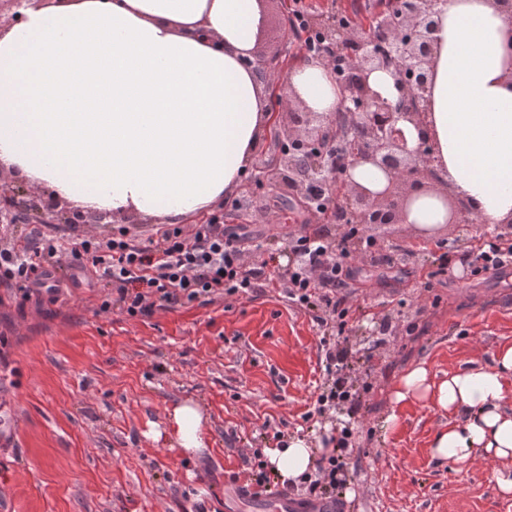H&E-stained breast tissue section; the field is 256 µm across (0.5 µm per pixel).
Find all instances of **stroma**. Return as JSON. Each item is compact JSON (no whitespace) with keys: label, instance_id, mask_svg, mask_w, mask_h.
<instances>
[{"label":"stroma","instance_id":"35a3bbf8","mask_svg":"<svg viewBox=\"0 0 512 512\" xmlns=\"http://www.w3.org/2000/svg\"><path fill=\"white\" fill-rule=\"evenodd\" d=\"M294 0H269L257 42L283 67L303 37L288 17ZM268 145L235 194L213 207L228 231L257 239L247 266L297 262L290 240L335 233L301 203L283 209L263 179ZM278 212L263 223L261 209ZM146 240L158 229L130 214L113 224H73L72 240L111 237L114 228ZM485 224H450L436 238L409 225L362 229L375 245L352 260L351 321L344 333L318 311L289 303L284 283L240 297L170 305L131 317L101 311L111 290L75 273L58 302H19L0 285V512H256L245 489L263 451L288 436L350 433L338 473L346 512H512L496 484L497 464H451L433 457L435 431L451 415L416 401L393 404L391 389L418 364L433 378L489 365L512 345V272L438 269L436 242L453 253L491 240ZM409 256L384 264L388 245ZM333 337L358 364L348 401L319 404L332 386L321 340ZM200 402L206 448L193 456L154 432L167 430L174 403ZM397 412L395 431L380 425Z\"/></svg>","mask_w":512,"mask_h":512}]
</instances>
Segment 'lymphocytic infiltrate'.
I'll return each instance as SVG.
<instances>
[{
  "instance_id": "f902f5d3",
  "label": "lymphocytic infiltrate",
  "mask_w": 512,
  "mask_h": 512,
  "mask_svg": "<svg viewBox=\"0 0 512 512\" xmlns=\"http://www.w3.org/2000/svg\"><path fill=\"white\" fill-rule=\"evenodd\" d=\"M357 235V228L349 229L335 258L320 239L301 235L292 240L300 262L288 274L289 301L322 309L340 329L350 311V269L343 260L350 257L348 242ZM65 252L81 272L106 280L115 303L132 317L149 313L158 301L177 304L249 294L269 280L264 268L246 266L242 239L228 233L214 216L189 231L164 225L148 241L121 230L108 239L89 236L68 246L57 235L42 234L21 248L0 249V284L30 300L42 292L40 269L54 266L56 257Z\"/></svg>"
}]
</instances>
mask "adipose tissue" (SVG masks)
<instances>
[{
    "mask_svg": "<svg viewBox=\"0 0 512 512\" xmlns=\"http://www.w3.org/2000/svg\"><path fill=\"white\" fill-rule=\"evenodd\" d=\"M259 0H50L0 29V164L75 205L178 224L224 201L252 164L270 117V87L247 65ZM512 20L492 0H447L428 112L451 190L483 223L512 216V80L504 36ZM314 112L336 109L332 71L304 58L288 73ZM512 346L493 365L433 382L425 366L392 389L452 414L434 457L512 460ZM171 447L205 446L199 404L169 414ZM332 442L294 436L264 449L281 485H297Z\"/></svg>",
    "mask_w": 512,
    "mask_h": 512,
    "instance_id": "adipose-tissue-1",
    "label": "adipose tissue"
}]
</instances>
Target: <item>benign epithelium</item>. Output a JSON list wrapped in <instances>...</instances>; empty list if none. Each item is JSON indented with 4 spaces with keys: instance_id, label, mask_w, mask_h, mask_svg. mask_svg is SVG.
<instances>
[{
    "instance_id": "7a95c632",
    "label": "benign epithelium",
    "mask_w": 512,
    "mask_h": 512,
    "mask_svg": "<svg viewBox=\"0 0 512 512\" xmlns=\"http://www.w3.org/2000/svg\"><path fill=\"white\" fill-rule=\"evenodd\" d=\"M10 13L0 12V27L16 23L34 0H4ZM446 0H395L389 13H379L371 25L324 28L331 48L322 61L336 70V54L349 53L348 73L336 77L341 97L336 112L321 115L301 110L286 129L275 130L288 148L279 152L267 178L283 191L308 199V179L321 182L326 194L348 204L350 224H405L413 204L423 196L438 198L446 211L444 224H473L468 204L448 191L441 175L439 148L428 129V93L437 51L435 33ZM255 67L272 84L274 105L295 109L298 102L283 94L285 74L271 69L268 60L254 56ZM386 71L394 78L398 100L391 103L373 88V73ZM417 132V146L409 144L407 125ZM354 137L362 149L336 151L332 133ZM369 163L384 175V186L371 190L353 179V170ZM1 224L112 223V212L87 215L67 209L45 188L10 180L0 172Z\"/></svg>"
}]
</instances>
